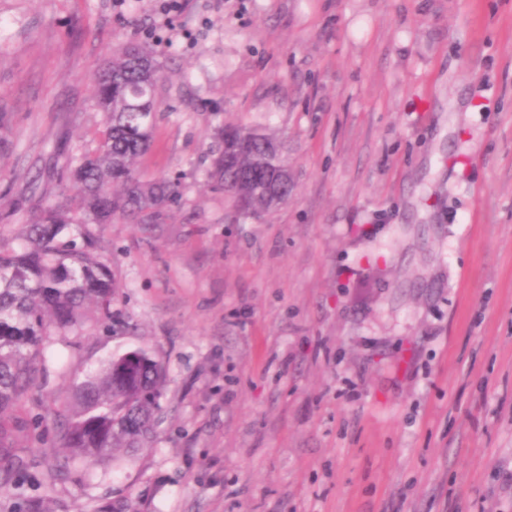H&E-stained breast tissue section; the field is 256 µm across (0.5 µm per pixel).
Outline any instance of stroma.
I'll use <instances>...</instances> for the list:
<instances>
[{"label":"stroma","mask_w":512,"mask_h":512,"mask_svg":"<svg viewBox=\"0 0 512 512\" xmlns=\"http://www.w3.org/2000/svg\"><path fill=\"white\" fill-rule=\"evenodd\" d=\"M162 3L0 0V232L95 149L129 41L162 65L139 173L182 193L100 228L116 322L55 346L73 373L162 362L154 440L43 508L512 512V0ZM222 125L288 143L295 191L262 219L208 178Z\"/></svg>","instance_id":"stroma-1"}]
</instances>
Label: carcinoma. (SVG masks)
<instances>
[{
  "instance_id": "obj_1",
  "label": "carcinoma",
  "mask_w": 512,
  "mask_h": 512,
  "mask_svg": "<svg viewBox=\"0 0 512 512\" xmlns=\"http://www.w3.org/2000/svg\"><path fill=\"white\" fill-rule=\"evenodd\" d=\"M159 81L147 48L128 42L112 52L95 83L94 105L105 117L97 148L82 153L70 170L82 216L67 200L45 208L16 238L0 232V490L28 485L10 512H35L44 481L65 476L70 460L91 467L146 447L152 439L166 379L163 364L143 349L108 354L67 376L65 414L45 404L54 337L88 320L112 324L117 284L100 260L104 240L92 227L116 218L161 224L180 200L176 179L146 181L138 161L152 142L158 90L141 104L133 91ZM221 146L209 178L224 187L243 218L260 219L288 201L295 184L282 143L237 126L219 130ZM58 433L65 459L43 474L20 456L22 443L41 442L48 424Z\"/></svg>"
}]
</instances>
